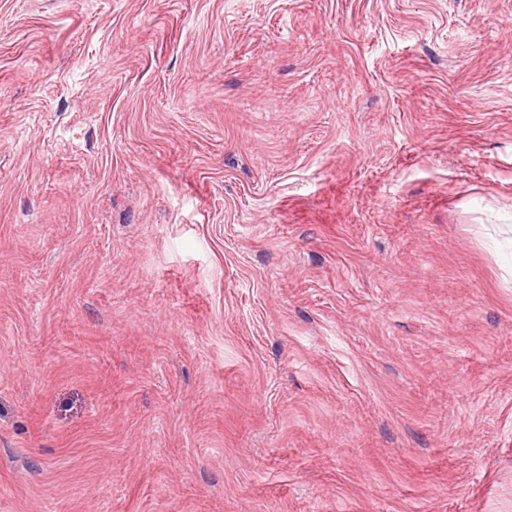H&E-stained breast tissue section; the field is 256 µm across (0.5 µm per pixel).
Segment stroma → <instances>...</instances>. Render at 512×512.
<instances>
[{
  "instance_id": "obj_1",
  "label": "stroma",
  "mask_w": 512,
  "mask_h": 512,
  "mask_svg": "<svg viewBox=\"0 0 512 512\" xmlns=\"http://www.w3.org/2000/svg\"><path fill=\"white\" fill-rule=\"evenodd\" d=\"M0 512H512V0H0Z\"/></svg>"
}]
</instances>
